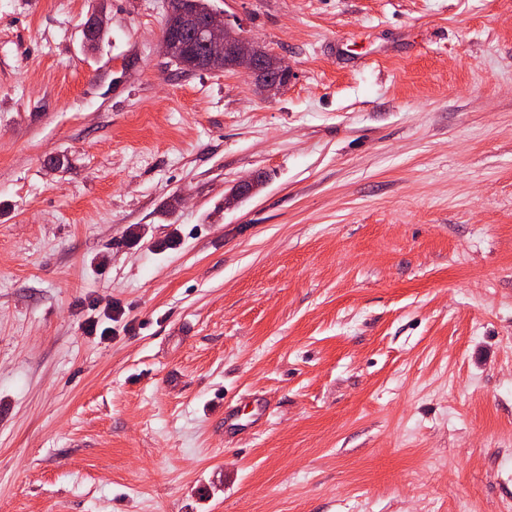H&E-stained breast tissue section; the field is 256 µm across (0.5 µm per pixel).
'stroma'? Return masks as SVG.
Returning <instances> with one entry per match:
<instances>
[{"label":"stroma","mask_w":512,"mask_h":512,"mask_svg":"<svg viewBox=\"0 0 512 512\" xmlns=\"http://www.w3.org/2000/svg\"><path fill=\"white\" fill-rule=\"evenodd\" d=\"M212 4L0 0V512H512V0ZM203 34L211 47V62L222 61L228 69L237 63L247 66L246 71L258 78L260 91L269 94L280 90L288 82V66L280 57L267 52L262 56L257 53L254 42L244 38L235 28L224 22L223 15L212 9L205 17ZM268 70L278 73L279 78H265Z\"/></svg>","instance_id":"obj_1"}]
</instances>
